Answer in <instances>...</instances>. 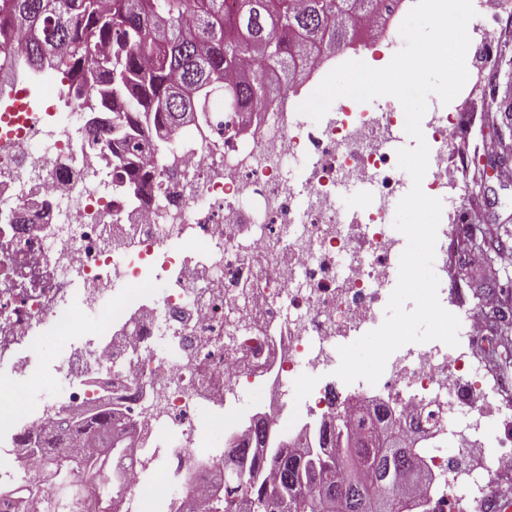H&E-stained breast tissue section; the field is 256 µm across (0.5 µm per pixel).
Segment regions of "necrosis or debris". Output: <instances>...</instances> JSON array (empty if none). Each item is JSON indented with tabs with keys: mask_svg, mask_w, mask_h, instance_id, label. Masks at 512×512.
I'll return each instance as SVG.
<instances>
[{
	"mask_svg": "<svg viewBox=\"0 0 512 512\" xmlns=\"http://www.w3.org/2000/svg\"><path fill=\"white\" fill-rule=\"evenodd\" d=\"M414 0H395L351 40L357 56L395 46L398 21ZM314 63L306 82L270 105L227 115L224 131L187 127L170 157L144 169L162 195L127 200L112 171L113 107L93 95L59 92L51 76L7 92L9 145L0 148V377L29 382L46 329L82 337L53 368L67 408L97 404L112 383V411L133 441L129 458L96 482L97 512H140L150 484L170 512H187L218 487L224 452L262 419L282 422L289 402L326 422L350 399L332 384L292 399L293 381L336 361L349 337L383 322L398 281L402 240L389 203L403 179L388 146L401 128L396 100H339L336 117L304 121L294 100L339 65ZM458 115L428 122L435 148L428 196L448 187V142ZM305 163L302 191L288 176ZM368 183L366 209L343 210L339 186ZM161 279L174 289L158 297ZM80 290V310L70 298ZM459 350L410 343L388 358L378 384L403 421L431 415L425 492L432 512H482L503 502L501 472L512 448L465 471L447 445L468 447L492 419L512 438V401L490 404L486 342L473 306L457 300ZM272 400L250 414L245 394ZM55 410L44 399L0 437V512H51L53 484L35 458L20 459L21 435H35ZM224 416V445L202 433Z\"/></svg>",
	"mask_w": 512,
	"mask_h": 512,
	"instance_id": "1",
	"label": "necrosis or debris"
}]
</instances>
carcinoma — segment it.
<instances>
[{"label":"carcinoma","mask_w":512,"mask_h":512,"mask_svg":"<svg viewBox=\"0 0 512 512\" xmlns=\"http://www.w3.org/2000/svg\"><path fill=\"white\" fill-rule=\"evenodd\" d=\"M0 0V79L14 72L12 53L21 50L33 68L49 67L62 80L78 79L90 93L103 94L141 115L134 125L126 112L112 113V139L125 146L113 167L129 169L143 145L163 151L187 116L208 121L209 99L219 94L224 111L246 112L266 104L274 92L302 79L328 43L346 46L359 17L384 0ZM262 41L275 43L267 61L254 59ZM109 429L106 451L120 452L110 429L112 410L58 425L36 435L31 452L47 476L80 466L96 481L104 460L64 452L88 428ZM380 403L359 404L354 414L336 416L310 445L285 441L271 451L256 429L263 454L224 460V493L213 494L208 512H227L242 500V512H316L318 500L336 496L340 512H411L419 505L413 468L427 469L417 443Z\"/></svg>","instance_id":"1"}]
</instances>
